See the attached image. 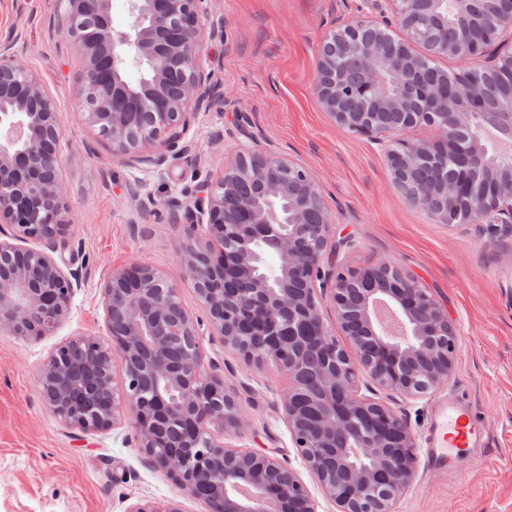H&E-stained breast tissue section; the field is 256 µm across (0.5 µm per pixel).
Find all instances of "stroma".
I'll use <instances>...</instances> for the list:
<instances>
[{"label": "stroma", "instance_id": "1", "mask_svg": "<svg viewBox=\"0 0 512 512\" xmlns=\"http://www.w3.org/2000/svg\"><path fill=\"white\" fill-rule=\"evenodd\" d=\"M68 0H0V40L52 101L60 128L62 196L70 224L52 257L78 270L81 285L54 335L28 338L0 328V512H130L145 500H174L182 512H209L187 496L139 446L136 411L121 403L117 426L85 431L58 417L39 384L43 364L74 337L109 341L104 287L113 273L140 266L179 293L201 349V371L218 377L241 417L238 429L212 430L217 444L278 457L307 485L318 512H336L293 445L284 422L287 373L245 361L225 347L182 265L191 248L218 252L205 227L173 221L172 202L193 203L200 186L236 163L240 142L302 166L318 185L332 222L338 267L358 272L386 263L414 278L447 312L458 339L446 384L420 399L402 398L368 377L360 396L384 404L422 436L432 404L461 395L486 427L483 451L459 455L453 472L416 474L395 512H512V234L467 222L443 224L411 204L394 179L385 145L433 141L418 124L384 142L348 130L315 92L324 40L357 17L403 39L376 0H204L200 77L209 96L181 131L184 152L160 166L112 152L83 107L85 58L61 33ZM512 52V29L484 55L434 56L451 73L488 70Z\"/></svg>", "mask_w": 512, "mask_h": 512}]
</instances>
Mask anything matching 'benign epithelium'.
<instances>
[{"label": "benign epithelium", "mask_w": 512, "mask_h": 512, "mask_svg": "<svg viewBox=\"0 0 512 512\" xmlns=\"http://www.w3.org/2000/svg\"><path fill=\"white\" fill-rule=\"evenodd\" d=\"M199 0H129L133 21L126 31L112 28L111 0H71L74 16L97 22L99 44L108 50L110 69L99 66L89 48V34L71 24L61 32L86 56L83 92L100 90L84 103L89 121L109 124L112 152H132L127 127L144 112L138 142L164 134L166 149L180 152L174 130L186 126V106L203 104L206 89L198 78L202 38L196 26ZM410 42L440 27L448 43L447 16L477 11L465 57H475L499 31L512 29V12L499 0H390ZM342 33L351 37L341 49L331 39L318 65L315 88L324 109L342 125L365 134L425 123L436 129L428 143L400 141L387 151L397 175H411L407 199L430 209L441 222L459 211L472 224H489L512 233V191H475L471 165L482 161L488 146L475 136L462 139L461 125L484 115L485 101L475 75L461 85L426 80L429 56L415 55L407 69L393 65L372 35L379 25L357 18ZM146 68L141 83L127 77L129 64ZM59 130L52 102L36 78L0 46V236L53 241L68 227L57 178ZM238 162L187 207L184 219L208 224L222 245L216 256L188 250L183 255L210 319L224 345L244 360L272 364L288 372L294 386L284 398V414L295 448L336 512H368L373 504L392 509L416 471V440L407 423L389 407L357 395L366 375L380 387L406 398H421L448 382L455 362L457 334L434 297L412 278L392 286L378 281L383 263L354 275L328 269L324 258L332 224L317 185L297 164L265 155L242 143ZM262 180L258 198L245 184ZM0 253L13 254L21 269L0 279V327L32 338L52 335L66 319L80 274L64 270L41 249L21 250L0 239ZM144 269L116 272L105 286L107 309L122 314L121 327L110 325L111 344L77 338L62 346L42 367L41 388L58 380L59 399L52 411L85 431L115 426L116 397L98 384L92 362L81 353L111 358L135 352L139 367L126 374V401L136 409V434L142 448L190 497L207 488L211 512H316L307 486L280 459L248 453L238 463L217 462L225 452L214 443L209 426L223 430L240 424L223 382L201 372L198 343L174 354L167 337L192 328L178 291L161 277L159 286L140 285ZM372 280L360 297V329L347 322L352 279ZM330 289L336 319L353 352L341 346L336 330L323 317L317 290ZM310 350L316 361L318 389L311 419L299 423L298 396L302 364ZM395 448L386 463L381 450ZM334 453L336 469L321 466ZM129 512H181L173 501L145 502Z\"/></svg>", "instance_id": "obj_1"}]
</instances>
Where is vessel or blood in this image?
I'll return each mask as SVG.
<instances>
[{"label":"vessel or blood","instance_id":"1","mask_svg":"<svg viewBox=\"0 0 512 512\" xmlns=\"http://www.w3.org/2000/svg\"><path fill=\"white\" fill-rule=\"evenodd\" d=\"M485 429L457 395L439 400L431 413L425 435V454L430 467L452 470L456 453L483 444Z\"/></svg>","mask_w":512,"mask_h":512}]
</instances>
